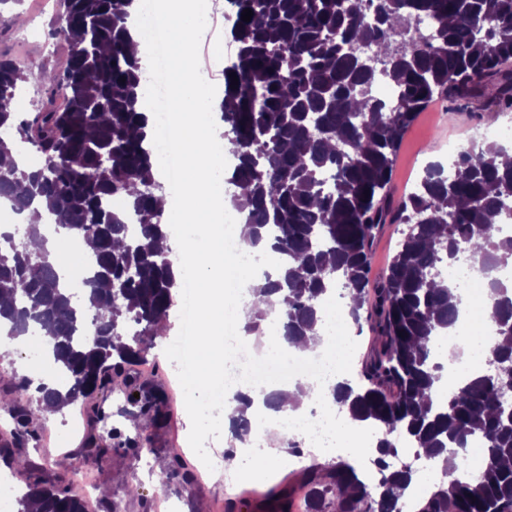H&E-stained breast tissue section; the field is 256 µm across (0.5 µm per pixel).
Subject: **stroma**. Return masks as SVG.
Listing matches in <instances>:
<instances>
[{"mask_svg": "<svg viewBox=\"0 0 512 512\" xmlns=\"http://www.w3.org/2000/svg\"><path fill=\"white\" fill-rule=\"evenodd\" d=\"M59 8L60 0H23L21 6L5 12V22L0 25V58H10L35 73L44 68H62L66 54L59 39L51 35L58 24ZM192 38L195 69L210 71L213 80L223 81L224 68L235 57V45L223 13L213 11L193 31ZM506 119L505 113L480 101L468 105L443 99L432 102L410 126L397 152L392 178L394 199H401L413 189L429 163L444 164L449 152L483 145L484 132ZM401 231L398 224H385L377 231L368 274L371 286H378L385 279ZM166 343V338H157L146 361L132 370L145 388L162 390L166 413L162 427L144 430L133 424L132 418L139 409L128 403V390L119 376L107 390L81 400L54 418L56 435L52 438L44 428L25 429L14 419V411L35 409V387L10 390L0 400V434L12 439L14 450L30 461L31 470L45 469L47 478L61 482L73 495L84 493L83 484L73 477L74 471L87 470L99 488L90 504L91 512H253V500L261 498L273 483L295 482L296 471L281 468L271 477L262 474L267 460L280 452L274 442L262 448L243 469L241 485L232 494L224 492L223 470L201 473L195 442L202 439L209 448L224 451V418L199 417L186 392L171 383L172 355ZM75 415L80 424L74 428L70 420ZM144 431L151 441L143 446L139 436ZM93 437L99 438L107 449L98 460L88 457L85 451ZM177 459L194 472L192 483L178 478L169 487L160 488L158 474ZM31 470L0 461V475H8L20 488L28 483Z\"/></svg>", "mask_w": 512, "mask_h": 512, "instance_id": "stroma-1", "label": "stroma"}]
</instances>
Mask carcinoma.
I'll use <instances>...</instances> for the list:
<instances>
[{
	"mask_svg": "<svg viewBox=\"0 0 512 512\" xmlns=\"http://www.w3.org/2000/svg\"><path fill=\"white\" fill-rule=\"evenodd\" d=\"M134 0H64L52 36L67 46L66 66L36 80L48 100L28 119L14 100L32 76L0 59V158L24 140L36 164L0 162V200L22 215L45 208L56 229L90 243L93 254L81 296L64 287L44 249L42 224L0 232V336L33 332L65 383L39 389L37 410L20 411L21 427L41 412L70 406L103 391L112 375L145 359L169 326L181 281L170 251L160 246L162 224L152 143L141 112L143 82L131 48L128 20ZM235 59L224 67L220 107L224 137L237 163L225 183L235 209L253 228L246 244L270 242L285 269L252 288L249 334L275 310L280 340L293 344L315 333L320 304L339 285L363 297L369 252L381 224H404L385 282L374 288L371 327L379 350L363 367L365 383L338 382L336 410L377 434L380 479L372 492L347 462L305 470L309 512H397L412 479L390 458L399 434L413 454L431 462L459 458L470 440L484 441L476 476L440 469L418 512H512V283L492 282L490 365L443 396L434 337L452 328L463 307L442 268L462 255L482 269L512 265V233L502 216L512 210V159L492 142L462 150L448 175L431 163L415 190L398 204L388 192L394 159L417 114L436 95L483 100L512 110V0H231ZM251 9V21L241 20ZM236 74L238 85L231 86ZM397 89L379 99L375 85ZM62 106H54L55 97ZM122 198L121 210L113 200ZM142 412L164 421L160 398L135 379ZM234 436L250 435L251 398L238 395ZM191 473L175 460L157 477L161 488ZM295 487L264 494L267 512H292ZM21 512H84L80 498L37 478L18 499Z\"/></svg>",
	"mask_w": 512,
	"mask_h": 512,
	"instance_id": "carcinoma-1",
	"label": "carcinoma"
}]
</instances>
